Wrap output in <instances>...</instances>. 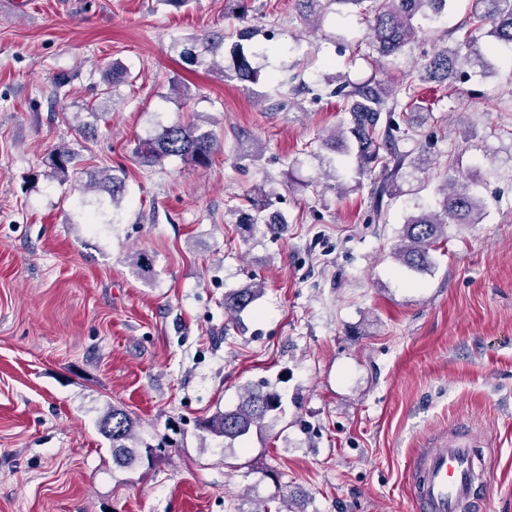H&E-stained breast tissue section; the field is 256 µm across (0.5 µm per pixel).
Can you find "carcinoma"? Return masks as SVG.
I'll return each mask as SVG.
<instances>
[{
  "instance_id": "carcinoma-1",
  "label": "carcinoma",
  "mask_w": 512,
  "mask_h": 512,
  "mask_svg": "<svg viewBox=\"0 0 512 512\" xmlns=\"http://www.w3.org/2000/svg\"><path fill=\"white\" fill-rule=\"evenodd\" d=\"M447 0H301L305 20L320 18L324 5L336 4L357 8L365 16L371 32V45L378 54V63L395 58L404 48L419 40L420 34L432 21L440 18ZM474 30H486L492 41L481 44L477 39L464 35L452 49L442 46L425 51L420 56L417 70L421 81H460L468 76L466 66L483 62L485 54L501 47L512 49V0H474L470 16ZM258 28L246 26L236 31L237 41L230 53L233 67L220 68L224 77L240 82L254 83L258 69L252 61L267 57L271 48L254 41ZM179 58L194 68L210 70L217 66V56L224 54V34L206 33L192 40H177ZM342 111L351 115L357 135L356 163L363 174L370 165L381 167L384 179L371 193V203L376 215H381L383 198L391 195L393 178L404 166L405 156L396 152L393 127L397 109L414 107L417 101L414 81L410 80L394 89L385 83L362 84L352 87L345 94ZM218 148V140L204 122L175 121L159 125L156 134L139 142L135 154L144 167L160 165L164 160L177 157L186 164L206 165ZM56 172L64 177L75 169L77 154L67 146L58 147L51 157ZM125 185L114 175H104L89 183L85 192L93 198L81 202L90 206L101 217L102 223L116 222V211L123 197ZM442 201L433 209L419 202L414 203L413 214L403 226L401 243L394 255L406 267L423 272L429 264V252L434 249L446 224H478L484 206L482 200L470 189L469 184L454 172L448 174L442 187ZM248 207L235 208V223L251 227L263 224L273 235L287 230L285 217L271 211L273 201L264 184H255L244 193ZM262 293L260 288H242L224 296V308L231 313L251 306ZM281 397L273 391L250 390L236 408L215 415L208 423V430L217 437L234 442L248 435L254 428L264 426L265 420L281 412ZM102 430L112 441V456L117 460L131 457V449L140 443L136 421L123 409L112 407L103 421Z\"/></svg>"
}]
</instances>
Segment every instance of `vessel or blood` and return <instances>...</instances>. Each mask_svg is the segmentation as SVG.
I'll return each instance as SVG.
<instances>
[{"instance_id": "b4317fda", "label": "vessel or blood", "mask_w": 512, "mask_h": 512, "mask_svg": "<svg viewBox=\"0 0 512 512\" xmlns=\"http://www.w3.org/2000/svg\"><path fill=\"white\" fill-rule=\"evenodd\" d=\"M485 469L464 426L450 432L447 447L421 449L412 471L417 512H480Z\"/></svg>"}]
</instances>
